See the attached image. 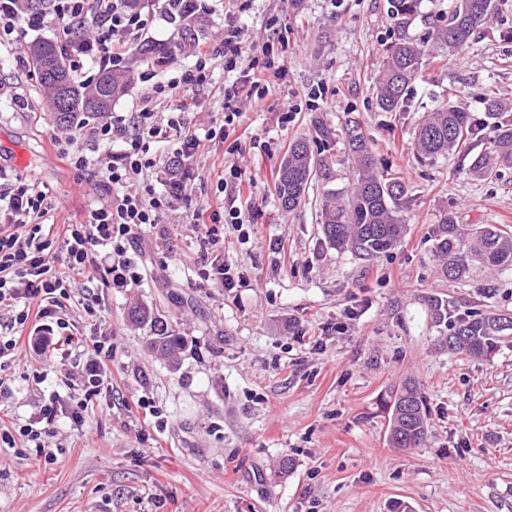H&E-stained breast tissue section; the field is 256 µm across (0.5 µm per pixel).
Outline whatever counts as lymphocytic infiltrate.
Here are the masks:
<instances>
[{
	"mask_svg": "<svg viewBox=\"0 0 512 512\" xmlns=\"http://www.w3.org/2000/svg\"><path fill=\"white\" fill-rule=\"evenodd\" d=\"M150 19V14L126 8L122 0H51L47 14L27 10L24 0H0V51H9L26 31L54 24L68 70L83 82L90 68L123 64ZM212 59L210 47L198 46L193 69L176 71L167 81L153 85L133 119L114 113L92 125L81 119L66 135L54 136L58 158L86 175L98 191L80 218L56 223L40 181L0 166V308L7 313L0 319V358L14 354L16 330L28 324L36 335H56L67 346L83 349V361L67 373L84 393L83 402L69 412L73 422H81L86 401L100 394L106 376L104 360L112 355L110 338L86 339L73 332L64 318L74 279L102 271L115 286L132 282L137 273L127 256L128 245L138 232L162 223L168 212L189 200V172H173L162 164V154L188 163L208 152L213 142L228 140L241 124L243 98L264 99L288 75V58L274 39L244 46L237 27L228 26L224 69L235 73L236 79L224 89L220 123L202 131L190 126L174 99L189 87L207 83ZM164 103L169 106L165 116L159 112ZM90 141L103 146L118 141L122 148L116 154L92 155L86 148ZM158 176L166 185L161 193L154 185ZM192 221L202 228L200 277L228 291L242 286L243 272L224 260L225 225L244 227L240 207L200 204L193 210ZM97 248L103 249V257H94ZM56 261L68 269V277L54 271ZM62 411L58 396L49 395L40 407V427L27 424L15 434L0 428V442L9 445L15 436H22L33 443L35 462L51 461L45 428Z\"/></svg>",
	"mask_w": 512,
	"mask_h": 512,
	"instance_id": "f902f5d3",
	"label": "lymphocytic infiltrate"
}]
</instances>
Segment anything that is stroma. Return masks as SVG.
I'll list each match as a JSON object with an SVG mask.
<instances>
[{"mask_svg": "<svg viewBox=\"0 0 512 512\" xmlns=\"http://www.w3.org/2000/svg\"><path fill=\"white\" fill-rule=\"evenodd\" d=\"M207 4L186 23L215 54L208 83L180 95L191 123L207 126L224 107L233 79L224 70L225 25L244 28L250 40L285 41L288 51L286 82L246 107L240 152L215 143L190 170L194 202L221 203L216 184L231 161L258 183L245 211L248 239L224 228V259L246 285L227 291L201 280L191 206L132 242L137 282L118 288L99 276L77 284V293L95 299L96 314L76 304L68 318L85 335L111 334L110 387L81 423L59 418L52 462L34 465L26 443H0V512H391L397 501L411 512H512V337L491 356H456L426 303L435 296L459 313H512V268H479L450 282L439 275L432 241L447 212L462 224L512 226V170L476 181L467 174L469 154L425 166L413 152L423 114L448 97L477 119L486 89L512 101V0H499L463 55L427 53L410 108L393 117L372 94L392 33L388 0H251L243 13L234 0ZM55 37L51 25L28 32L18 54L0 57V82L22 81L44 105L48 94L28 78L24 60L34 42ZM127 66L132 81L112 104L123 115L171 76L134 50ZM320 85L327 103L309 104L308 92ZM349 118L379 165L399 170L407 186L402 243L374 260L329 245L318 224L323 190L351 178L343 143L329 151L331 183H313L305 204L286 212L274 196L289 142L311 135L315 120L339 126ZM57 127L53 113L0 101V163L36 175L61 223L91 194L56 159ZM254 134L264 148L252 147ZM137 303L185 336L177 361L152 353L149 328L129 322ZM37 360L25 346L0 366V411L21 425L50 393L72 406L83 397L59 370L34 380ZM407 378L427 396L429 435L424 446L400 451L388 444L382 402ZM148 407L159 422L145 420ZM286 457L294 466L283 472Z\"/></svg>", "mask_w": 512, "mask_h": 512, "instance_id": "obj_1", "label": "stroma"}]
</instances>
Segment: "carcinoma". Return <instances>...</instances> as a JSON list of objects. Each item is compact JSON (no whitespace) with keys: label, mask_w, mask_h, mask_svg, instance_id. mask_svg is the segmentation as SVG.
<instances>
[{"label":"carcinoma","mask_w":512,"mask_h":512,"mask_svg":"<svg viewBox=\"0 0 512 512\" xmlns=\"http://www.w3.org/2000/svg\"><path fill=\"white\" fill-rule=\"evenodd\" d=\"M394 20L391 42L385 49L383 68L375 84V98L383 112H404L409 107L422 59L430 49L453 55L466 46L477 31L493 18L496 0H451L443 24L429 32L428 41L419 43L409 36L411 21L419 13L422 0H389ZM195 48L188 39L171 48L150 43L140 46L138 53L171 59ZM39 81L50 91L49 111L57 121L73 123L81 118H99L112 109V102L124 93L130 80L122 68L104 70L86 83H76L68 75L61 47L50 42H37L30 48ZM509 111L493 96L484 100L485 118L492 121L494 135L489 150L475 156L467 174L477 180H492L500 169L512 168V123L501 119ZM477 127L462 108L441 104L423 116L413 141L420 160L434 164L457 151L476 135ZM345 141L354 160L350 191L323 192L320 224L324 239L340 250H349L368 258L386 254L397 248L405 228L404 197L406 188L400 178L376 164L358 125H346ZM337 129L321 120L314 123V136L292 142L280 162L276 197L279 206L292 211L308 193L313 180L328 179V158L316 147L325 148L336 142ZM435 251L441 261L443 277L455 282L470 275L473 266L512 267V230L496 224L457 223L449 212L441 216L433 229ZM428 306L440 322L447 324L446 345L455 354L487 357L502 338L512 335V314L467 312L453 314L443 300L430 297ZM128 320L138 326H150L151 347L164 357H173L182 349L184 337L169 330L168 324L148 306L135 304ZM388 410L389 440L393 447L407 450L421 446L428 435L426 399L417 382L406 379L384 400Z\"/></svg>","instance_id":"1"}]
</instances>
